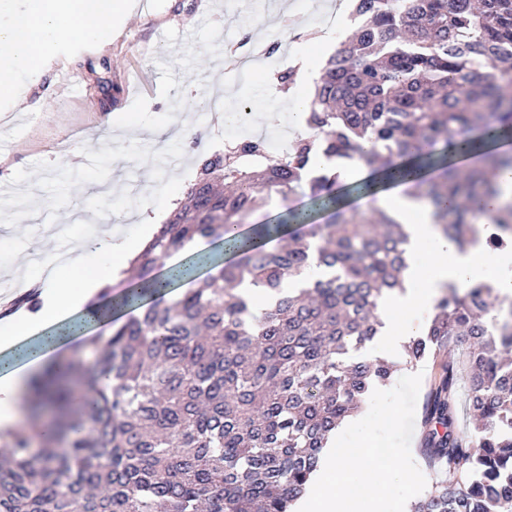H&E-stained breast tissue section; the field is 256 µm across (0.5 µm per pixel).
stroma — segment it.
<instances>
[{
	"label": "stroma",
	"mask_w": 512,
	"mask_h": 512,
	"mask_svg": "<svg viewBox=\"0 0 512 512\" xmlns=\"http://www.w3.org/2000/svg\"><path fill=\"white\" fill-rule=\"evenodd\" d=\"M335 10L336 0H151L118 22L105 48L72 39L42 74H21L26 109L0 101V291L53 265L58 243L117 225L135 234L156 204L184 196L200 152L214 150L212 130L224 124L209 108L219 90L249 100L248 127L264 134L257 113L277 101L266 81L276 63L258 61L245 75L230 49L274 36L295 54L300 30ZM120 119L134 127L119 136ZM165 124L169 137L146 135ZM460 354L444 346L411 362L406 349L371 345L365 356L393 363L400 377L421 374L426 391L441 357Z\"/></svg>",
	"instance_id": "35a3bbf8"
}]
</instances>
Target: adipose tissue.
Instances as JSON below:
<instances>
[{"instance_id": "obj_1", "label": "adipose tissue", "mask_w": 512, "mask_h": 512, "mask_svg": "<svg viewBox=\"0 0 512 512\" xmlns=\"http://www.w3.org/2000/svg\"><path fill=\"white\" fill-rule=\"evenodd\" d=\"M131 7V0H22L20 10L0 19V96L21 101L17 76L38 72L54 58L61 35L94 46L106 45L111 39L112 19ZM334 40V33L317 31L308 41L309 52L300 54L294 64L295 129L304 127L305 91L320 70V59L311 50H330ZM412 190L409 183H380L373 189L378 206L403 224L409 236L404 288L383 295L375 309L383 323L375 343L388 351L418 334L411 311L432 301L447 286L464 290L485 283L495 294L512 297V255L491 256L478 246L459 251L435 227L429 212L414 201ZM134 248L130 239L109 232L84 239L76 261L48 277L36 312L0 321L1 432L22 425L27 384L50 366L58 352L91 329L101 337L109 336L111 318L87 321L89 304L103 282L125 290V271Z\"/></svg>"}]
</instances>
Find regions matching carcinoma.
<instances>
[{"mask_svg": "<svg viewBox=\"0 0 512 512\" xmlns=\"http://www.w3.org/2000/svg\"><path fill=\"white\" fill-rule=\"evenodd\" d=\"M364 23L315 81L312 136L282 155L251 137L198 158L172 218L136 256L139 283L103 306L136 311L92 371L64 358L28 389L25 425L0 434V512H288L336 427L395 366L351 360L382 322L377 300L402 285L408 235L383 211L339 209V167L355 160L416 197L464 250L512 247V152L474 137H512V0H353ZM322 155L329 166L312 167ZM305 187L334 222L288 235L306 215L239 232L267 199ZM491 199L497 211L478 223ZM206 239L236 256L168 304L210 261L161 276L159 259ZM324 275L313 277L314 269ZM306 284L284 289L289 280ZM252 286L273 301L254 308ZM491 288L452 290L427 337L468 345L440 364L424 404L420 453L442 478L411 512H512V318L491 313ZM473 431L457 423L461 378Z\"/></svg>", "mask_w": 512, "mask_h": 512, "instance_id": "carcinoma-1", "label": "carcinoma"}]
</instances>
